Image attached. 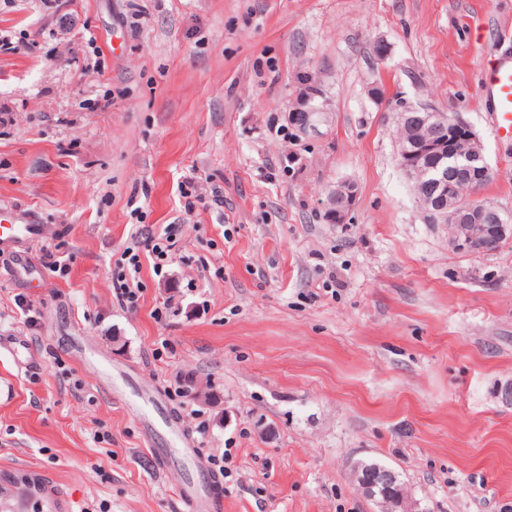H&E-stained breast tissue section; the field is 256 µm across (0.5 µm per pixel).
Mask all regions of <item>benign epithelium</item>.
<instances>
[{
	"instance_id": "7a95c632",
	"label": "benign epithelium",
	"mask_w": 512,
	"mask_h": 512,
	"mask_svg": "<svg viewBox=\"0 0 512 512\" xmlns=\"http://www.w3.org/2000/svg\"><path fill=\"white\" fill-rule=\"evenodd\" d=\"M326 111L324 93L318 84L308 86L300 100L289 109L292 125L305 131L313 126V116ZM397 125L415 133L410 143L398 147L399 166L417 186L423 213L434 224H446L453 243L470 253H489L512 239V223L493 205L478 203L461 193L460 187L474 181L485 182L489 167L473 128L444 112L402 106L397 109ZM357 189L352 182L336 184L327 194V211L334 224L344 223L353 207ZM396 483L395 474L377 469L360 487L371 499L375 488Z\"/></svg>"
}]
</instances>
